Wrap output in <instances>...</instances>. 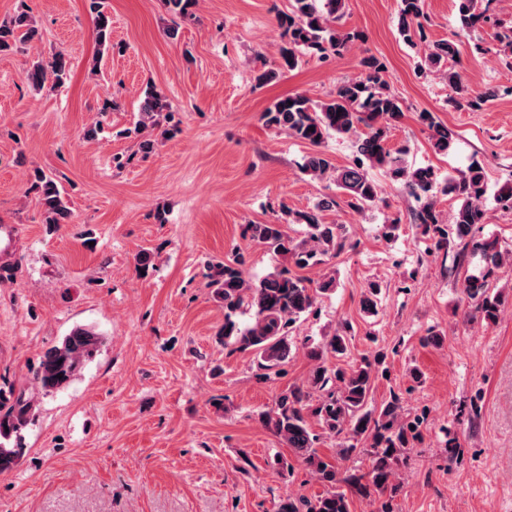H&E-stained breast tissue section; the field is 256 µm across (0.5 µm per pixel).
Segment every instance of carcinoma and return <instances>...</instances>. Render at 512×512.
Masks as SVG:
<instances>
[{
	"mask_svg": "<svg viewBox=\"0 0 512 512\" xmlns=\"http://www.w3.org/2000/svg\"><path fill=\"white\" fill-rule=\"evenodd\" d=\"M479 0H458V14L465 29L474 30L492 22L489 8H478ZM347 0H290L288 12L279 17L288 36V47L281 52L280 68L293 71L305 55L322 60L329 55H342L354 41L357 31H344L336 24L346 12ZM99 44L112 32V18L104 0H91ZM422 0H400L399 32L409 44L426 41ZM40 39L35 21L25 10L0 20V54L24 52ZM454 42L444 40L429 46L423 63L441 72L454 92L452 102L460 110L476 112L492 98L511 97L512 85H502L485 93L474 92L463 76L448 67L457 56ZM361 76L341 81L330 98L314 102L302 94L274 101L261 115L264 123L285 132L289 137L315 147L304 158L301 170L316 179L328 178L347 197V205L364 211L380 201V186L370 171H383L402 185L413 201L410 218L421 228L432 254L452 255L454 271L461 267L467 253L479 257L480 274L467 275L461 283L465 315L489 328L495 325L502 305L501 294L493 292L492 281L497 271L512 261V251L501 250L498 240L481 238L477 232L486 223L482 204L488 190L485 163L473 155L465 170L455 176L441 177L432 166L411 167L406 164L404 147L389 145L390 125L403 116V104L392 92L386 67L371 56L362 61ZM68 54L57 50L48 61H38L24 71L25 83L40 90L46 84L58 87L69 77ZM169 111L164 95L151 89L140 106V119L135 132L142 134L156 125V117ZM428 131L434 148L447 153L455 142V132L440 121L435 113L423 110L417 115ZM356 136L353 159L345 167H337L324 149L328 137ZM35 188L47 224H64L71 209L64 201L56 182L38 173ZM460 201L453 221L445 222L437 210L438 196ZM336 198L324 196L313 206L292 211L284 206L277 222L245 224L242 237L267 247L277 256L289 259L299 269L313 268L336 256L347 245L348 237L341 224H328L324 212L335 208ZM306 227V239L300 243L288 235V225ZM209 277L215 294L224 304V326L218 336L221 343L239 350H251L261 365L283 373L290 355V338L300 319L318 315V297L333 287L332 280L313 281L291 272L284 266L256 282L245 279L243 260L210 265ZM249 316L246 324L239 317ZM102 345L94 332L76 328L58 344L48 348L32 372L35 386L48 394L67 388L82 366L92 360ZM347 333L336 334L322 344L309 347L308 357L314 362L308 387H294L277 396L274 405L259 413L262 425L292 448L311 469L325 490L313 498H288L277 512H349L348 499L338 485L347 483L363 493L374 492L381 499L380 512H393L392 501L399 487L391 482L392 467L414 442L421 438V426L427 411L419 414L403 412L399 394L393 392L380 406L372 405L375 381L379 377L376 364L367 358L349 369L333 367L328 356L342 358L348 354ZM33 402L12 383L0 385V474L14 469L24 456V431L33 422ZM314 418L321 432L312 430L308 418ZM343 437L336 459L319 453L317 445L323 437ZM364 453L368 471L343 475L339 462Z\"/></svg>",
	"mask_w": 512,
	"mask_h": 512,
	"instance_id": "obj_1",
	"label": "carcinoma"
}]
</instances>
